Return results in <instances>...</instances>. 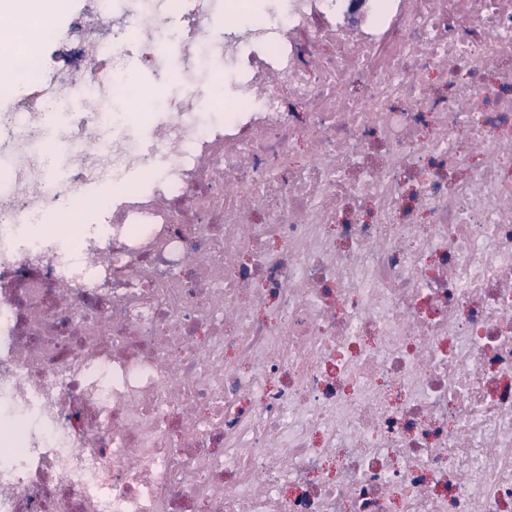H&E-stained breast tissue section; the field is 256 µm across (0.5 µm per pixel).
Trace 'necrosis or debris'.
Listing matches in <instances>:
<instances>
[{"instance_id":"1","label":"necrosis or debris","mask_w":512,"mask_h":512,"mask_svg":"<svg viewBox=\"0 0 512 512\" xmlns=\"http://www.w3.org/2000/svg\"><path fill=\"white\" fill-rule=\"evenodd\" d=\"M348 3L185 15V79L203 53L224 71L211 119L126 76L116 36L166 42L168 0L72 21L55 69L57 26L11 15L0 512H512V0H368L356 39ZM85 90L124 111L48 142L40 117ZM134 171L97 225L88 183ZM75 214L74 241L29 230Z\"/></svg>"}]
</instances>
